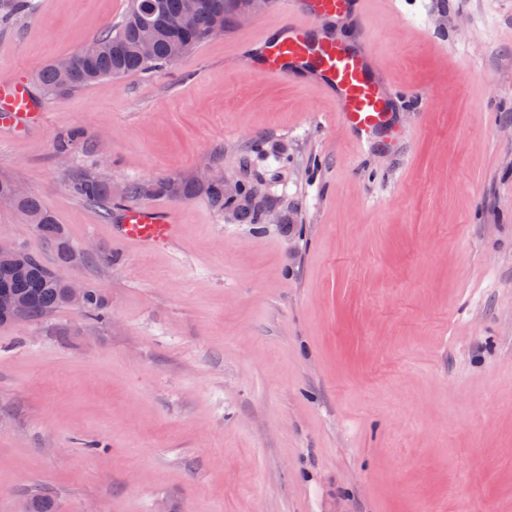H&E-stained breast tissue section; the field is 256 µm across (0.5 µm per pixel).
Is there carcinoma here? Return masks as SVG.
Masks as SVG:
<instances>
[{
    "label": "carcinoma",
    "instance_id": "carcinoma-1",
    "mask_svg": "<svg viewBox=\"0 0 512 512\" xmlns=\"http://www.w3.org/2000/svg\"><path fill=\"white\" fill-rule=\"evenodd\" d=\"M245 0H163L162 11L155 13L149 0H131L122 21L88 44L75 58L69 71L52 62L39 73V81L48 92L75 90L103 78H115L132 73H152L179 60L198 44L208 39V31L218 23H231ZM194 4L193 23L180 31L176 24ZM153 30V57L143 59L138 51L145 28ZM75 193L95 202L112 195V188L95 176L84 175L72 183ZM154 192L191 198L204 193L211 205L219 210L234 209L239 218L249 224L263 221V209L251 202L252 187L241 184L240 198L224 197V178L215 177L199 184L180 178L159 181ZM15 209L36 227L41 237L55 249L57 265L67 263L72 244L55 216L43 207L37 197L28 193L17 199ZM0 292L8 293L23 304L21 320H33L65 307V278L59 270L50 268L34 255L22 250L13 257H0ZM104 299L98 289L87 287L78 312L94 320L104 317ZM25 512H55L53 500L43 494L32 495Z\"/></svg>",
    "mask_w": 512,
    "mask_h": 512
}]
</instances>
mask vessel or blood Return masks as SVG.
Listing matches in <instances>:
<instances>
[{"label":"vessel or blood","mask_w":512,"mask_h":512,"mask_svg":"<svg viewBox=\"0 0 512 512\" xmlns=\"http://www.w3.org/2000/svg\"><path fill=\"white\" fill-rule=\"evenodd\" d=\"M368 0H279L282 22L244 56L247 68L271 79L304 74L334 98L337 116L357 148H397L394 114L408 88L391 86L369 50ZM43 104L26 81L0 79V123L18 131L41 123ZM119 239L140 247L163 248L180 230L174 210L130 207L119 211Z\"/></svg>","instance_id":"1"}]
</instances>
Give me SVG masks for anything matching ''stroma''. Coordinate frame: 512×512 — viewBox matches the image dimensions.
Returning a JSON list of instances; mask_svg holds the SVG:
<instances>
[{"instance_id":"obj_1","label":"stroma","mask_w":512,"mask_h":512,"mask_svg":"<svg viewBox=\"0 0 512 512\" xmlns=\"http://www.w3.org/2000/svg\"><path fill=\"white\" fill-rule=\"evenodd\" d=\"M0 22V79L41 126L0 132V180L35 195L107 318L0 324V512H512V0H371L400 86L397 151L357 149L316 84L253 74L239 22L149 75L44 92L38 72L128 0H35ZM175 207L173 243L112 238L109 200ZM228 176L273 216L205 195H124ZM0 240L55 266L0 207ZM75 193L90 202L99 201L106 196H112V188L95 176L84 175L72 183Z\"/></svg>"}]
</instances>
